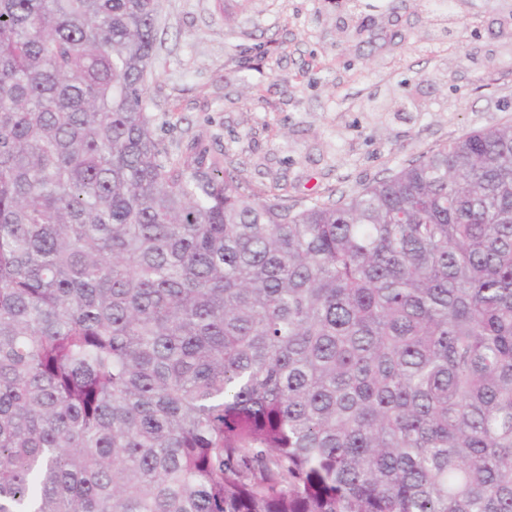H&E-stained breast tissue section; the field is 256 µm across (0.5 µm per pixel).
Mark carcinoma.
<instances>
[{
  "mask_svg": "<svg viewBox=\"0 0 512 512\" xmlns=\"http://www.w3.org/2000/svg\"><path fill=\"white\" fill-rule=\"evenodd\" d=\"M157 7L0 0V512H512V123L256 201Z\"/></svg>",
  "mask_w": 512,
  "mask_h": 512,
  "instance_id": "cac0c4a2",
  "label": "carcinoma"
}]
</instances>
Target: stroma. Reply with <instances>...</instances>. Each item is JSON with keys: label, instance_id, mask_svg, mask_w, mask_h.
<instances>
[{"label": "stroma", "instance_id": "obj_1", "mask_svg": "<svg viewBox=\"0 0 512 512\" xmlns=\"http://www.w3.org/2000/svg\"><path fill=\"white\" fill-rule=\"evenodd\" d=\"M511 52L512 0L441 22L419 0H160L148 114L162 148L199 142L298 211L511 123Z\"/></svg>", "mask_w": 512, "mask_h": 512}]
</instances>
